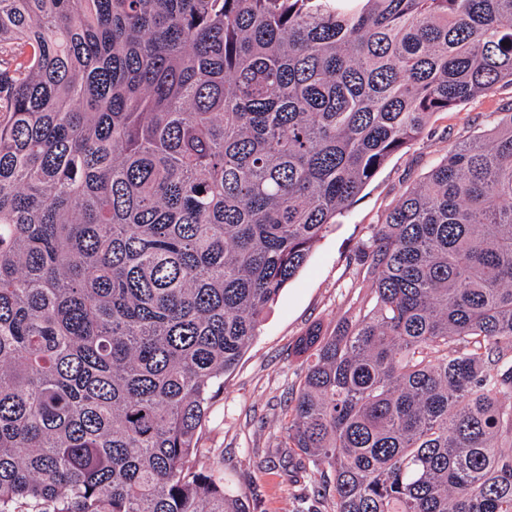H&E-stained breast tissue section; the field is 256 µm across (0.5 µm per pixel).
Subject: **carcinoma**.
Returning a JSON list of instances; mask_svg holds the SVG:
<instances>
[{"mask_svg":"<svg viewBox=\"0 0 512 512\" xmlns=\"http://www.w3.org/2000/svg\"><path fill=\"white\" fill-rule=\"evenodd\" d=\"M2 55L0 512H250L211 399L389 157L512 83V0H0ZM355 260L280 447L333 512H512V112Z\"/></svg>","mask_w":512,"mask_h":512,"instance_id":"1","label":"carcinoma"}]
</instances>
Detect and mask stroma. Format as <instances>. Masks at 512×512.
Returning a JSON list of instances; mask_svg holds the SVG:
<instances>
[{"label": "stroma", "instance_id": "obj_1", "mask_svg": "<svg viewBox=\"0 0 512 512\" xmlns=\"http://www.w3.org/2000/svg\"><path fill=\"white\" fill-rule=\"evenodd\" d=\"M512 112V85L435 113L424 134L395 152L316 244L306 264L264 312L258 334L211 402L198 436L199 465L215 467L251 512H332L313 496L312 473L297 471L296 449L281 447L282 413L303 373L292 353L313 325L333 333L358 312L365 272L354 260L372 227L454 144Z\"/></svg>", "mask_w": 512, "mask_h": 512}]
</instances>
